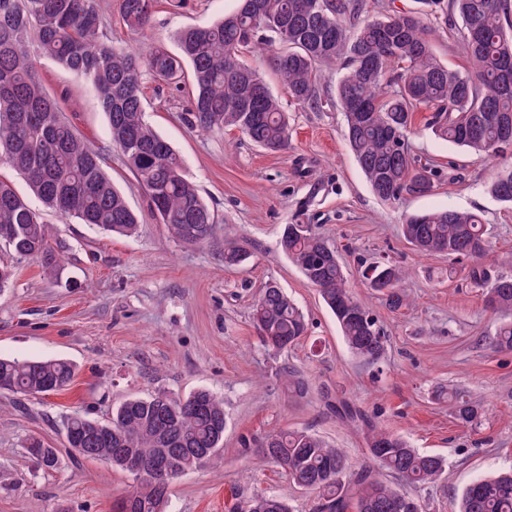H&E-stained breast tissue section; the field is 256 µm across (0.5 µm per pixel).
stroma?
Masks as SVG:
<instances>
[{
  "label": "stroma",
  "mask_w": 512,
  "mask_h": 512,
  "mask_svg": "<svg viewBox=\"0 0 512 512\" xmlns=\"http://www.w3.org/2000/svg\"><path fill=\"white\" fill-rule=\"evenodd\" d=\"M100 5L107 45L172 52L181 29L222 19L234 0H154L150 24L138 35L123 24L121 0ZM245 61L260 69L289 114L286 151H266L234 128H189L183 117L191 86L176 89L143 76L148 123L171 143L217 218L213 238L190 245L151 213L111 144L108 117L91 86L40 60L45 89L100 151L140 229L127 239L43 212L61 266L51 271L36 258L18 261L12 286L0 292V357L64 358L77 367L63 391L22 401L0 392V512H117L133 489L132 476L72 453L65 422L77 412L107 418L124 399L159 389L180 397L210 389L226 413L219 463L175 479L167 512H231L240 495L257 491L288 500L294 512H318L314 494L261 462L257 448L271 429H308L343 449L350 472H357L368 458L365 438L329 410L336 400L375 417L420 452L447 459L437 484L410 490L423 512H455L472 481L512 467V351L490 349L497 320L467 269L443 254H419L400 232L411 212L478 213L491 232L486 268L512 275V205L488 192L502 163L418 131L410 138L413 152L454 163L453 179L430 195L384 204L344 141L343 114L332 103L335 67L322 68L317 92L326 104L312 109L292 103L267 60ZM288 224L314 225L335 247L354 294L389 335L378 365L349 351L317 289L282 253ZM244 240L252 245L250 258L225 267V244ZM378 256L408 271L409 309L390 311L366 287L361 262ZM270 281L288 293L308 326L284 353L264 347L251 323L252 305ZM285 364L303 379L304 394L281 379ZM451 387L484 403L481 425L463 427L447 400L436 399ZM33 439L57 449L56 470L43 471L30 459L26 446Z\"/></svg>",
  "instance_id": "obj_1"
}]
</instances>
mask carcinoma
I'll return each instance as SVG.
<instances>
[{
  "label": "carcinoma",
  "instance_id": "cac0c4a2",
  "mask_svg": "<svg viewBox=\"0 0 512 512\" xmlns=\"http://www.w3.org/2000/svg\"><path fill=\"white\" fill-rule=\"evenodd\" d=\"M426 3L442 23L458 19L453 33L464 54L462 69L449 68L437 56L421 13L379 17L366 0H238L223 19L181 30L176 55L106 45L99 0H0V162L24 175L40 202L60 216L124 237L138 233L137 217L105 174L100 153L45 92L38 59H50L90 83L108 116L112 145L159 222L183 243H204L215 233L214 214L184 177L175 150L147 122L142 76L149 70L174 84L189 65L195 84L191 128L234 127L268 151H283L289 144L287 113L259 72L241 59L247 51L267 57L292 100L314 109L323 107L316 92L319 68L342 66L335 102L344 114V138L374 195L390 204L406 195H428L440 172L412 154L415 113L428 111L426 126L466 151L500 158L512 149V0ZM151 6L152 0H122L126 27L142 31ZM490 191L512 203L511 166ZM401 231L418 252L466 264L471 284L486 289L487 306L501 315L491 347L512 351V276L493 279L483 265L490 240L481 217L458 210L413 212ZM282 239L288 240V258L335 316L350 352L379 363L386 351L384 331L349 288L335 248L310 224L285 225ZM0 245L17 258L37 257L50 270L62 262L40 213L1 178ZM248 255L246 246L230 243L224 265H237ZM363 278L389 309L409 307L405 273L385 258L374 259ZM252 321L263 344L275 351L288 349L306 332L302 312L274 281L255 302ZM75 375V365L65 359L0 358V392L13 395L61 391ZM439 396L448 397L465 426L484 416V408L458 389ZM334 409L366 439L368 461L352 478L346 455L306 429L268 433L263 460L318 494L321 512H421L405 488L437 482L445 459L418 452L347 402ZM225 425L224 400L212 391L198 389L181 398L160 389L125 399L107 419L71 416L66 442L86 460L127 472L134 460L166 461V477L136 480L118 505V512H166L169 493L160 483L215 462ZM30 447L40 468L58 465L56 449L38 440ZM88 448L96 453H86ZM201 448L212 452L201 459ZM378 468L395 482L379 479ZM234 512L292 510L284 499L261 493L237 503ZM459 512H512V471L466 487Z\"/></svg>",
  "mask_w": 512,
  "mask_h": 512
}]
</instances>
